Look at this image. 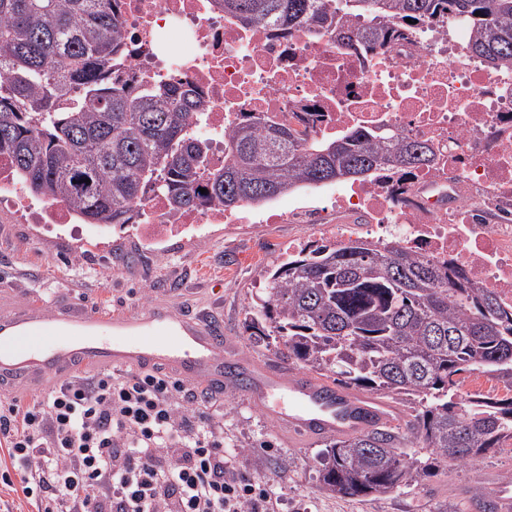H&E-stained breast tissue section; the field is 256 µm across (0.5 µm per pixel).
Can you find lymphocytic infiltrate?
Returning a JSON list of instances; mask_svg holds the SVG:
<instances>
[{
    "label": "lymphocytic infiltrate",
    "mask_w": 512,
    "mask_h": 512,
    "mask_svg": "<svg viewBox=\"0 0 512 512\" xmlns=\"http://www.w3.org/2000/svg\"><path fill=\"white\" fill-rule=\"evenodd\" d=\"M216 405L158 370L71 373L0 411V481L36 512H267Z\"/></svg>",
    "instance_id": "lymphocytic-infiltrate-1"
}]
</instances>
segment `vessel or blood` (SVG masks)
Returning <instances> with one entry per match:
<instances>
[{"label": "vessel or blood", "mask_w": 512, "mask_h": 512, "mask_svg": "<svg viewBox=\"0 0 512 512\" xmlns=\"http://www.w3.org/2000/svg\"><path fill=\"white\" fill-rule=\"evenodd\" d=\"M141 370L161 367L181 381L215 394L238 393L269 409L273 397L288 402L278 410L290 438L314 443L362 434L393 421V402L346 391L315 377L242 362L224 349V327L158 307L140 315L46 313L30 305L0 308V384L37 386L73 367ZM471 512H512V486L495 483L470 503Z\"/></svg>", "instance_id": "obj_1"}]
</instances>
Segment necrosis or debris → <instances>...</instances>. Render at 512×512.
<instances>
[{"mask_svg": "<svg viewBox=\"0 0 512 512\" xmlns=\"http://www.w3.org/2000/svg\"><path fill=\"white\" fill-rule=\"evenodd\" d=\"M124 55L114 63L130 86L177 83L205 104L197 133L210 143L209 171L224 166V142L248 113L288 119L301 135L387 126L430 142L438 160L411 172L381 169L337 193L330 208L272 215L310 224L336 244L390 242L460 269L512 305V68L491 70L469 52V28L456 16L417 27L410 42L374 52L346 47L323 29L246 27L220 0H114ZM181 26L188 47L166 43ZM146 236L194 224H234L213 204L172 211L166 196L142 200ZM356 213L359 224H337Z\"/></svg>", "mask_w": 512, "mask_h": 512, "instance_id": "4bbe7bcc", "label": "necrosis or debris"}]
</instances>
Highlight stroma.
<instances>
[{
  "mask_svg": "<svg viewBox=\"0 0 512 512\" xmlns=\"http://www.w3.org/2000/svg\"><path fill=\"white\" fill-rule=\"evenodd\" d=\"M307 224H200L177 235L145 238L136 225L93 228L25 224L0 209V297L59 302L101 314H138L159 306L190 316L208 312L224 325V347L239 358L286 366L275 345L250 340L242 328L263 282L261 268L284 261L288 241L311 235ZM224 401V446L240 453V469L273 489V512H446L475 470L512 475V450L476 466H435L417 486L383 497L349 498L321 490L323 442L292 443L273 417L241 395Z\"/></svg>",
  "mask_w": 512,
  "mask_h": 512,
  "instance_id": "35a3bbf8",
  "label": "stroma"
}]
</instances>
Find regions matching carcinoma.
I'll use <instances>...</instances> for the list:
<instances>
[{
	"mask_svg": "<svg viewBox=\"0 0 512 512\" xmlns=\"http://www.w3.org/2000/svg\"><path fill=\"white\" fill-rule=\"evenodd\" d=\"M112 2L0 0V153L32 195L85 224L136 223L149 185L175 209L234 210L436 160L429 144L391 130L312 140L251 112L228 137L224 168L206 177L208 144L194 132L204 113L190 90L112 79L122 30ZM223 2L245 26L320 27L370 50L450 13L469 23L471 52L512 67V0ZM259 276L266 288L243 322L249 338L282 340L288 362L341 388L409 404L396 427L326 440L325 490L390 494L436 462L473 465L512 438V396L455 401L462 374L512 382V306L496 290L396 243L359 240L302 250Z\"/></svg>",
	"mask_w": 512,
	"mask_h": 512,
	"instance_id": "cac0c4a2",
	"label": "carcinoma"
}]
</instances>
